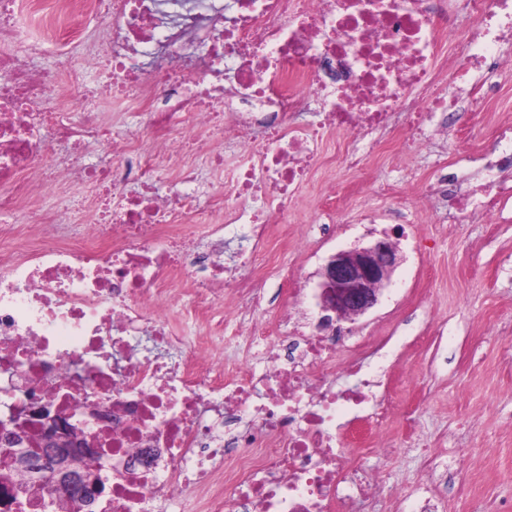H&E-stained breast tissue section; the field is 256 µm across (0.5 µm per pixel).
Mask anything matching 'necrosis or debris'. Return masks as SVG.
I'll use <instances>...</instances> for the list:
<instances>
[{"instance_id": "1", "label": "necrosis or debris", "mask_w": 512, "mask_h": 512, "mask_svg": "<svg viewBox=\"0 0 512 512\" xmlns=\"http://www.w3.org/2000/svg\"><path fill=\"white\" fill-rule=\"evenodd\" d=\"M69 5L104 18L105 55L86 51L70 71L104 60L121 75L111 120L42 110L57 75L29 67L39 44L14 25L16 0H0V453L6 432L35 444L60 417L95 447L87 463L109 483L100 512H357L376 478L347 444L352 425L381 446L397 408L361 377L384 343L346 347L339 323L280 336L256 320L275 229L326 168L334 135L347 138L340 164L359 175L385 152H436L448 131L467 148L482 115L454 124L458 100L437 92L452 75L448 22L473 18L461 56L494 74L503 56L492 21L512 18V0ZM311 92L321 107L304 123ZM219 112L214 152L204 133ZM145 133L161 152L142 150ZM60 142L104 144L112 158L80 167ZM489 155L475 188L453 194L439 172L421 201L495 223L512 200V137L491 135ZM207 166L223 171V192H205ZM78 182L94 187L81 206L48 208ZM18 210L41 236L21 239L8 222ZM229 240L248 245L244 263L225 253ZM232 344L269 364L225 369ZM336 376L348 386L335 388ZM0 512L76 504L26 471L0 470Z\"/></svg>"}]
</instances>
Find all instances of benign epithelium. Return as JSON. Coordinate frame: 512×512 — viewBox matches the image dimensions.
I'll list each match as a JSON object with an SVG mask.
<instances>
[{
  "mask_svg": "<svg viewBox=\"0 0 512 512\" xmlns=\"http://www.w3.org/2000/svg\"><path fill=\"white\" fill-rule=\"evenodd\" d=\"M398 261L397 247L385 235L371 245L332 256L322 268L319 308L326 322L353 320L378 302L379 292ZM43 445L53 454L42 459L33 472L35 480L57 494L79 492L84 512H94L104 484L95 472L79 467L80 460L94 449L77 439L63 418L46 425Z\"/></svg>",
  "mask_w": 512,
  "mask_h": 512,
  "instance_id": "obj_1",
  "label": "benign epithelium"
}]
</instances>
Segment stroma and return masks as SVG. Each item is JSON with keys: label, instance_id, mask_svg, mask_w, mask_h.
Listing matches in <instances>:
<instances>
[{"label": "stroma", "instance_id": "stroma-1", "mask_svg": "<svg viewBox=\"0 0 512 512\" xmlns=\"http://www.w3.org/2000/svg\"><path fill=\"white\" fill-rule=\"evenodd\" d=\"M73 40L47 43L29 57L31 68L63 70L65 57L104 50L105 27L93 15L73 20ZM107 73L89 69L81 85L60 79L48 107L73 114L111 112L103 89ZM464 165L453 147L441 155H406L398 164L379 159L370 181L399 177L397 203L418 212L416 224L387 218L385 204L368 192L345 200L329 234L316 218L329 186L303 188L290 217L311 239L303 253L280 254L268 274L269 290L295 291L298 307L320 318L318 272L327 258L390 235L399 262L372 309L350 323L355 338L380 335L389 342L372 375L413 412L386 426L393 451H367L360 462L383 483L375 512H485L488 499L512 504V203L497 224L443 222L417 195L435 164Z\"/></svg>", "mask_w": 512, "mask_h": 512}]
</instances>
